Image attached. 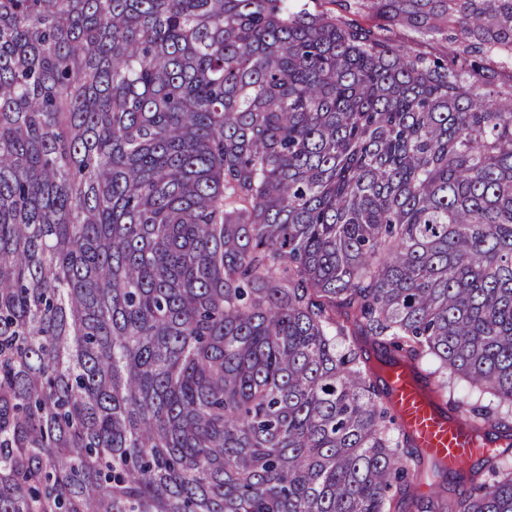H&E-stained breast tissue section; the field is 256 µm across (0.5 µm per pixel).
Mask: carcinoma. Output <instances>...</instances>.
Returning a JSON list of instances; mask_svg holds the SVG:
<instances>
[{
	"mask_svg": "<svg viewBox=\"0 0 512 512\" xmlns=\"http://www.w3.org/2000/svg\"><path fill=\"white\" fill-rule=\"evenodd\" d=\"M404 503L512 512V0H0V512ZM395 411L418 448L441 460L449 470L495 447L491 439L476 438L459 413H450L414 373L393 366L385 374Z\"/></svg>",
	"mask_w": 512,
	"mask_h": 512,
	"instance_id": "cac0c4a2",
	"label": "carcinoma"
}]
</instances>
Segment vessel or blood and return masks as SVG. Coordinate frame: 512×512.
I'll list each match as a JSON object with an SVG mask.
<instances>
[{
	"label": "vessel or blood",
	"instance_id": "vessel-or-blood-1",
	"mask_svg": "<svg viewBox=\"0 0 512 512\" xmlns=\"http://www.w3.org/2000/svg\"><path fill=\"white\" fill-rule=\"evenodd\" d=\"M395 411L417 447L441 460L449 469L480 457L493 448L492 440L475 437L466 418L448 412L424 381L404 368L394 366L385 374Z\"/></svg>",
	"mask_w": 512,
	"mask_h": 512
}]
</instances>
